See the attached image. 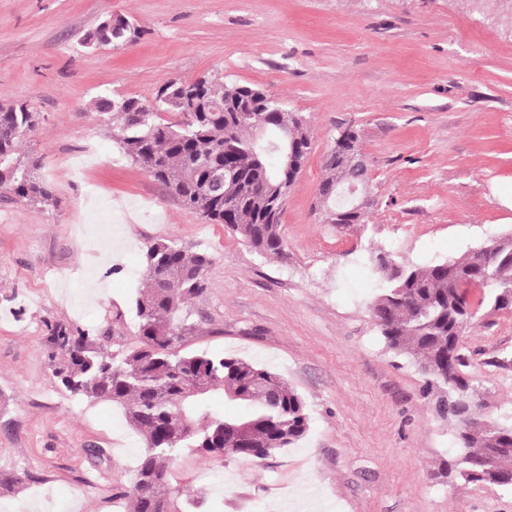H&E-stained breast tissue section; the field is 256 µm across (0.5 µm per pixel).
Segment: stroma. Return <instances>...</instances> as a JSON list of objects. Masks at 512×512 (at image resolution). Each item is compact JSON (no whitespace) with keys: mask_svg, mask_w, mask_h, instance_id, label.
Here are the masks:
<instances>
[{"mask_svg":"<svg viewBox=\"0 0 512 512\" xmlns=\"http://www.w3.org/2000/svg\"><path fill=\"white\" fill-rule=\"evenodd\" d=\"M111 14L140 39L83 47ZM206 73L261 86L308 122L281 258L183 208L94 108ZM9 102L39 114L21 154L53 202L0 193V471L32 477L0 492V512H125L143 440L120 410L57 385L48 327L77 326L117 355L136 346L133 290L160 240L211 258L183 307L182 350L277 371L310 417L296 447L257 463L184 451L170 488L204 496L205 512H512V492L442 477L453 429L383 344L370 304L384 282L365 263L430 265L512 232V13L469 0H0ZM347 129L374 204L368 223L340 227L323 223L318 190ZM461 349L486 413L512 418V310L479 309Z\"/></svg>","mask_w":512,"mask_h":512,"instance_id":"stroma-1","label":"stroma"}]
</instances>
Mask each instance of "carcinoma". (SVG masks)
<instances>
[{
    "label": "carcinoma",
    "instance_id": "cac0c4a2",
    "mask_svg": "<svg viewBox=\"0 0 512 512\" xmlns=\"http://www.w3.org/2000/svg\"><path fill=\"white\" fill-rule=\"evenodd\" d=\"M198 97L184 111L187 85ZM267 93L227 83L217 74L191 82L172 79L142 111L102 97L99 112L110 115L113 141L132 163L165 185L182 206L212 224H222L269 258L284 253L280 217L294 180L282 172L272 142H253L249 112L263 109ZM174 111L177 123L159 114ZM38 113L27 103L0 105V190L33 205L51 192L24 162L19 147L35 128ZM295 149L310 150V129L288 113ZM319 196L329 207L347 206L328 196L346 180L341 152L325 161ZM491 251L425 267L401 266L383 254L369 258L385 279L371 303L386 347L412 360L424 378L422 396L436 415L453 424L460 448L444 477L512 491V421L475 419L480 406L462 371L461 337L473 307L512 309V233L488 242ZM206 253H189L173 242H157L145 253L142 288L134 300L138 344L116 356L95 345L88 332L63 323L49 328V367L58 385L77 401L110 402L144 440L127 490L129 512H202L204 500L168 490V468L186 448L209 460H264L301 441L309 429L307 406L279 373L250 360L176 350L183 340L182 304L204 289ZM201 393L188 397L187 388ZM216 391L243 404L236 415L216 413Z\"/></svg>",
    "mask_w": 512,
    "mask_h": 512
}]
</instances>
